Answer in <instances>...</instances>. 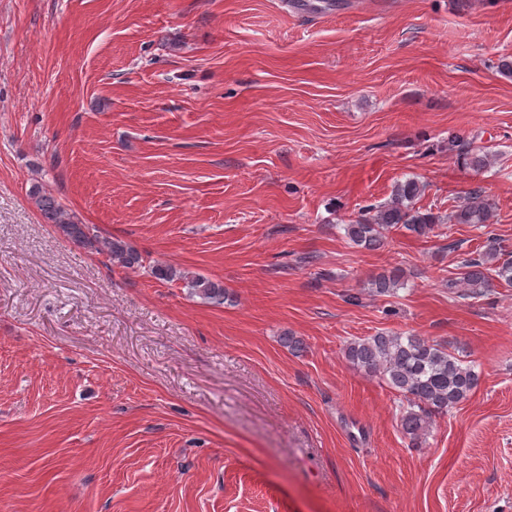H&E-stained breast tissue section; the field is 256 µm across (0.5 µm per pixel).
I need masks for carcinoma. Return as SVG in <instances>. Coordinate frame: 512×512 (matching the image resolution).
Instances as JSON below:
<instances>
[{"label": "carcinoma", "mask_w": 512, "mask_h": 512, "mask_svg": "<svg viewBox=\"0 0 512 512\" xmlns=\"http://www.w3.org/2000/svg\"><path fill=\"white\" fill-rule=\"evenodd\" d=\"M458 160L462 167L476 173L491 164L489 153L476 146L459 152ZM423 191L424 185L414 178L396 184L390 201L366 209L358 219L344 225L345 235L355 246L375 250L385 244L394 229L427 236L444 222L492 223L496 202L481 185L472 187L445 220L416 207ZM31 195L45 221L57 225L72 242L89 245L125 267L141 265V256L134 248L120 239L90 234L88 226L80 223L43 187L32 186ZM458 269L459 276L448 280V288L463 289L462 296L466 298L484 296L496 281L512 286V259L494 237L487 238L484 249L476 255L462 259ZM153 274L161 280L176 277L186 280L190 294L204 301L222 303L228 298L223 284L201 275L188 276L162 264L153 267ZM404 285V270L394 267L374 276L368 283V293L393 295ZM346 357L366 373L380 376L404 398L408 410L402 415L401 426L413 440L424 434L432 415L446 413L467 399L479 381L474 365L449 352L446 346L421 336L379 332L349 343Z\"/></svg>", "instance_id": "obj_1"}]
</instances>
